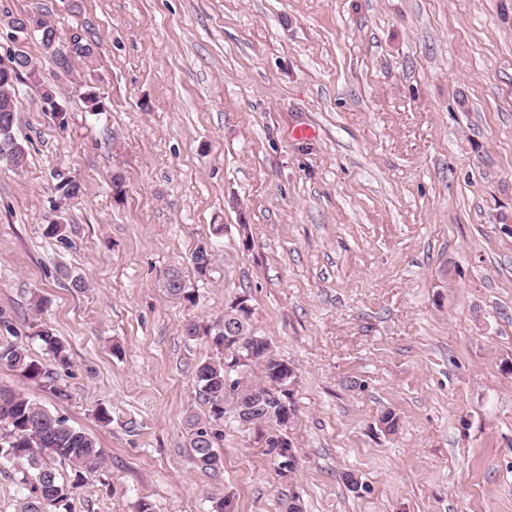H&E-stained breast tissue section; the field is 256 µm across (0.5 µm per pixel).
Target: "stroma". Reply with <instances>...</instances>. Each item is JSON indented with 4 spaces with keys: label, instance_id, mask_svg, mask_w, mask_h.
<instances>
[{
    "label": "stroma",
    "instance_id": "1",
    "mask_svg": "<svg viewBox=\"0 0 512 512\" xmlns=\"http://www.w3.org/2000/svg\"><path fill=\"white\" fill-rule=\"evenodd\" d=\"M33 14L94 56L65 75L37 38L15 45L8 18ZM19 47L66 119L18 84L28 160L0 162V315L46 365L51 329L71 365L55 392L4 366L0 383L102 449L67 512L225 495L282 512L294 492L304 512H512V0H0V60ZM58 217L70 242L43 235ZM174 270L197 305L168 292ZM240 296L297 375L286 476L269 429L229 418L222 466L193 460L196 366L222 349L183 326Z\"/></svg>",
    "mask_w": 512,
    "mask_h": 512
}]
</instances>
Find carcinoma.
<instances>
[{
	"label": "carcinoma",
	"mask_w": 512,
	"mask_h": 512,
	"mask_svg": "<svg viewBox=\"0 0 512 512\" xmlns=\"http://www.w3.org/2000/svg\"><path fill=\"white\" fill-rule=\"evenodd\" d=\"M27 20L36 26L35 35L44 51L62 71H70L72 57L92 55L93 47L82 42V38L77 35L72 37L71 53H54L55 47L60 43L57 29L47 20L35 15L27 17ZM19 57L21 73L18 81L38 78L36 62L24 51L20 52ZM17 112L15 89L0 84V161L21 168L27 160V149L15 134ZM57 182L59 185L56 189L61 196L75 198L80 195V182L62 174L58 175ZM211 261L212 254L202 246L192 255L193 268L201 276L212 270ZM168 289L176 298L196 301L195 289L189 287L176 272L169 277ZM218 328V323L203 328L196 321L189 320L184 325V333L189 337L210 335L225 350L230 352L238 349L232 341L224 343V333L216 332ZM37 337L44 343L56 365H69L67 346L52 332L41 329L37 332ZM243 355L250 357L249 363L238 366L244 383L231 389L224 384L223 359H207L196 367V383L209 404V414L204 420L191 418L188 426L191 430L193 459L203 470H216L222 464L217 448L224 440V433L215 428V423L229 413L237 414L248 401H254L251 424L260 423L278 432L285 429L279 420L281 384L276 371L280 367L289 368L288 363L276 356L266 343L247 348ZM0 365L44 383L58 396L64 395V391L55 385L56 372L32 359L24 344L6 336H0ZM252 367L260 371L261 382L251 380L246 374V369ZM0 459L22 468L24 493L21 512H56V509L68 501L73 489L82 480L83 471L95 468L102 462V451L92 437L71 425L66 417L46 409L13 388L0 384ZM56 459L70 467L73 478L65 479L53 467L52 461Z\"/></svg>",
	"instance_id": "carcinoma-1"
}]
</instances>
